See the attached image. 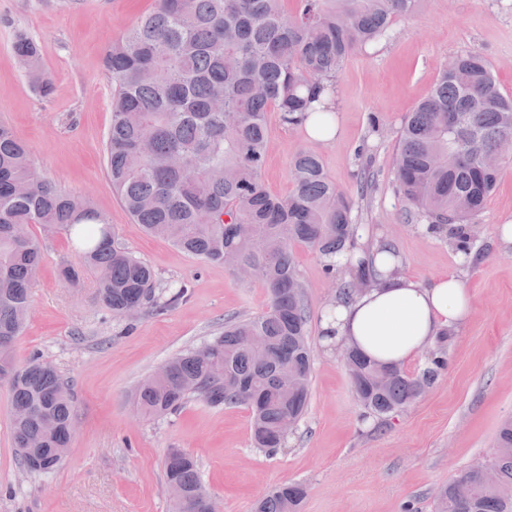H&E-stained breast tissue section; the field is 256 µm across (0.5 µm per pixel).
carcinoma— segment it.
Returning <instances> with one entry per match:
<instances>
[{
    "label": "carcinoma",
    "mask_w": 512,
    "mask_h": 512,
    "mask_svg": "<svg viewBox=\"0 0 512 512\" xmlns=\"http://www.w3.org/2000/svg\"><path fill=\"white\" fill-rule=\"evenodd\" d=\"M279 0H156L104 55L112 79V123L106 143L112 190L134 221L156 237L232 275L262 272L269 305L259 316L224 324V332L179 353L138 385L134 405L146 418L173 414L191 399L211 406L240 404L251 411L253 446L272 453L283 442L285 419L307 411L313 365L309 310L292 245L327 261L346 253L355 232L352 202L328 180L320 157L301 150L290 164L294 191L272 196L262 179L268 137L266 112L291 125L315 111L353 52L387 35L419 0H298L292 15ZM14 51L41 97L54 92L38 45L17 37ZM512 97L503 94L485 57L461 54L442 69L431 92L411 112L397 142L399 191L421 209L432 228L465 224L494 192L512 162ZM20 225L63 231L79 261L61 274L77 286L95 278L96 298L113 315L137 307L160 312L152 269L116 240L112 225L87 202L60 192L32 171L25 145L0 124V384L12 394V441L30 472L60 465L49 455L71 445L74 406L68 384L37 357L19 365L13 348L30 309V285L42 253ZM359 272L342 282L337 298H353ZM452 335L440 334L416 375L387 366L389 380L373 377L380 362L349 349L348 373L364 417L383 419L409 406L447 369ZM489 465L497 484L465 471L437 496V512H512L499 488L512 486V419L498 428ZM166 482L183 499L171 512H201L208 495L196 459L172 448ZM300 484H283L256 512H299Z\"/></svg>",
    "instance_id": "cac0c4a2"
}]
</instances>
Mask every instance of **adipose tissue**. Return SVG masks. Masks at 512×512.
I'll use <instances>...</instances> for the list:
<instances>
[{
    "mask_svg": "<svg viewBox=\"0 0 512 512\" xmlns=\"http://www.w3.org/2000/svg\"><path fill=\"white\" fill-rule=\"evenodd\" d=\"M366 257L378 285L325 308L319 321L324 345L352 347L400 367L434 343L439 332L468 322L472 296L456 273L424 284L400 273V259L389 246L375 247Z\"/></svg>",
    "mask_w": 512,
    "mask_h": 512,
    "instance_id": "ef3b65f1",
    "label": "adipose tissue"
}]
</instances>
